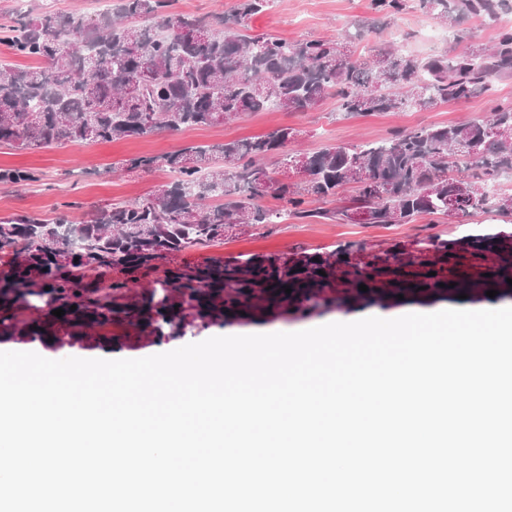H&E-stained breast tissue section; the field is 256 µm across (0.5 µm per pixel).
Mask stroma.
<instances>
[{"instance_id":"obj_1","label":"stroma","mask_w":512,"mask_h":512,"mask_svg":"<svg viewBox=\"0 0 512 512\" xmlns=\"http://www.w3.org/2000/svg\"><path fill=\"white\" fill-rule=\"evenodd\" d=\"M369 0H275L272 8L253 17L249 31L269 33L291 40L330 38L343 30H358L370 19ZM448 30L438 20L409 9L385 21L374 32L351 43L356 55L365 57L378 47H390L403 54L421 57L455 54L456 41L447 37ZM490 103L486 97L438 105L432 109H410L371 116H347L338 112L335 100L326 99L299 112L270 109L252 112L240 119L211 126L186 127L176 132L160 131L151 135L97 144H71L63 148L35 152L0 147V168H26L38 179L21 187L0 184V218L37 216L54 218L65 212L78 216L112 204L144 199L157 185L166 183L162 172L150 174H108L110 166L137 156L174 152L187 146L246 137H257L288 126L298 135L290 151L308 153L326 146L357 147L385 138L395 130L433 125H457L486 115ZM512 235V220L494 215H478L446 220L434 216L416 218L407 224H345L319 216L288 218L256 230L244 227L225 237L216 247H194L152 261L146 266H116L100 283L103 294L111 286L123 284L129 297L161 288L172 273L187 265H201L219 257L234 263L244 256L282 255L306 251L331 253L351 243H359L368 252L387 251L420 240L436 239L450 248H472L500 234ZM434 279L422 278L410 283L402 298L381 300L379 282H371L348 304L337 302L307 316L280 314L260 321L231 319L225 324L206 327L186 326L183 335L156 339L150 329L141 336L122 339L120 344L105 348L63 347L62 357L134 359L167 352L189 343L220 335L295 332L330 322H351L361 318L392 314L431 313L444 309L484 310L512 307V290L499 289L488 297L485 289L469 290L444 286L442 271L448 261L441 253L424 252Z\"/></svg>"}]
</instances>
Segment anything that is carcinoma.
Masks as SVG:
<instances>
[{"label":"carcinoma","instance_id":"cac0c4a2","mask_svg":"<svg viewBox=\"0 0 512 512\" xmlns=\"http://www.w3.org/2000/svg\"><path fill=\"white\" fill-rule=\"evenodd\" d=\"M273 0H238L230 15H195L176 0H117L95 14L16 12L0 22V44L21 65L0 60V146L37 151L68 143L110 142L160 130L234 121L247 112L300 111L325 98L346 115L430 109L493 95L512 77V28L490 47L420 58L383 47L367 61L340 47L350 38L288 41L249 34V20ZM413 8L465 37L467 19H495L512 0H370L373 15L390 18ZM290 127L261 137L190 146L133 157L127 173L164 172L170 181L140 202L96 210L81 221L65 214L0 221V253L24 263L0 280V342L14 336L21 311L43 302L46 338L59 308L79 329L117 319L154 327L157 336L183 334L190 317L206 326L224 317L229 287L257 303L249 315L306 313L333 302L325 293L337 264L372 279L394 264L413 266L404 248L369 254L349 246L333 253L250 256L234 264L214 259L179 273L173 288L128 302L120 286L100 296L89 272L148 263L166 254L224 242L247 226L314 216L311 205H348L325 215L345 224H403L416 217L512 215V194L494 192L512 175V102L492 100L487 115L460 125L397 130L360 147L290 153ZM479 145L471 155L469 145ZM38 180L21 168L0 170V183ZM278 202L275 207L264 199ZM292 292L285 293V288ZM76 309H71V306ZM169 332H164V327Z\"/></svg>","mask_w":512,"mask_h":512}]
</instances>
